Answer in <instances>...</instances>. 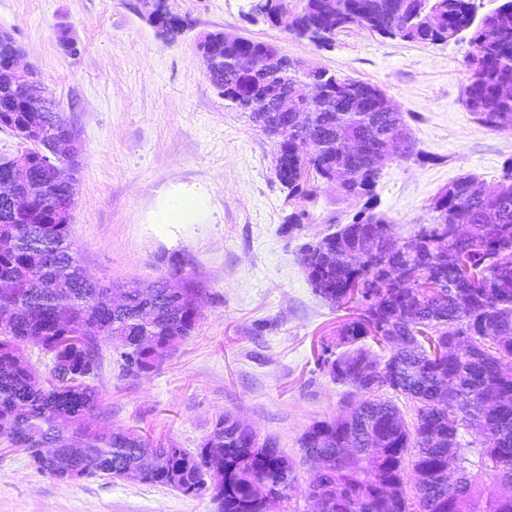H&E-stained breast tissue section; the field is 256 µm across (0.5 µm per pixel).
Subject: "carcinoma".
I'll list each match as a JSON object with an SVG mask.
<instances>
[{"label": "carcinoma", "instance_id": "obj_1", "mask_svg": "<svg viewBox=\"0 0 512 512\" xmlns=\"http://www.w3.org/2000/svg\"><path fill=\"white\" fill-rule=\"evenodd\" d=\"M255 22L280 25L318 43L357 26L386 38L423 44L461 40L466 61L465 104L477 123L512 126V0L478 13L476 0H246ZM211 82L238 112L257 101L251 87L321 84L326 95L309 124L274 141L275 176L286 190L282 232L314 222L308 207L320 185H336L362 201L347 221L300 248L299 263L313 292L352 314L322 342L321 367L350 391L345 411L313 422L299 439L311 472L301 494L321 512H512V497H486L485 479L512 478V163L496 182L461 177L433 200L431 222L402 237L376 211L380 170L371 159L401 133V158L420 156L400 112L379 106L367 82L305 68L276 46L206 34ZM278 58L264 73L257 62ZM0 127L18 138L41 130L45 139L71 130L57 112H24L21 98L0 78ZM361 138L365 149L347 153ZM30 167L28 216L15 223L0 202V440L20 448L35 469L60 482L123 478L170 487L184 496H211L217 512H266L268 498L291 503L298 490L293 462L275 440H259L226 412L191 451L171 443L152 448L132 430H99L101 397L91 385L103 350H115L124 372L157 371L194 331L199 288L172 263L174 287L162 279L142 288L93 282L71 240L70 186L37 146L23 150ZM453 224H478L460 237ZM493 326L497 334L488 335ZM66 336H83L80 346ZM53 355L48 372L27 356ZM392 391L405 409L384 398ZM473 434V439L465 438ZM379 448L372 453L364 438ZM57 448L45 457L42 448ZM352 448L349 456L339 449ZM455 472L448 475V461ZM414 479L405 488L406 470Z\"/></svg>", "mask_w": 512, "mask_h": 512}]
</instances>
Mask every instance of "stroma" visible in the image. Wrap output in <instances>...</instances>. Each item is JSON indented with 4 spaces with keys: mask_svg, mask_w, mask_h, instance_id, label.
<instances>
[{
    "mask_svg": "<svg viewBox=\"0 0 512 512\" xmlns=\"http://www.w3.org/2000/svg\"><path fill=\"white\" fill-rule=\"evenodd\" d=\"M244 0H172L187 28L160 37L139 0H0V30L22 50L68 123L77 148L65 168L74 198L72 241L88 277L138 288L169 274L176 258L201 289L191 336L161 368L129 375L105 350L95 381L102 418L150 443L194 448L228 412L274 438L306 481L298 438L336 418L344 386L322 370V341L342 314L318 298L298 261L323 236L329 214L358 201L325 186L315 221L281 231L289 209L274 173L275 146L228 108L213 86L199 39L224 32L275 45L308 66L368 82L402 112L416 157L386 160L378 212L409 236L451 182L499 180L512 163V128L478 124L464 104L469 41L421 44L362 28L319 45L248 21ZM69 39L76 52L61 45ZM191 201L187 218L173 209ZM0 512H216L210 496L187 497L127 478L62 483L0 444Z\"/></svg>",
    "mask_w": 512,
    "mask_h": 512,
    "instance_id": "35a3bbf8",
    "label": "stroma"
}]
</instances>
